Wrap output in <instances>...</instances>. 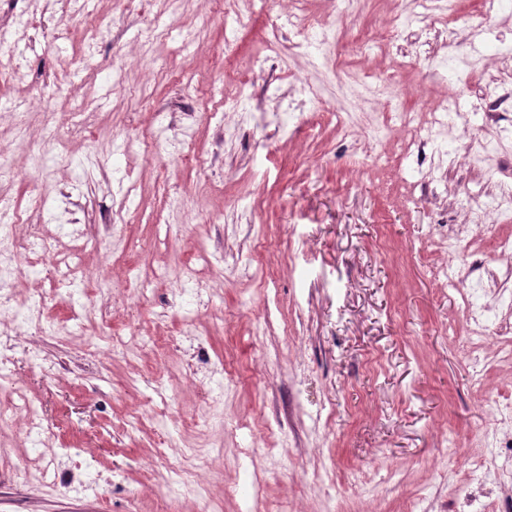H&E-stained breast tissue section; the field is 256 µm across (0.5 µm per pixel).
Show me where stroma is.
I'll list each match as a JSON object with an SVG mask.
<instances>
[{"label":"stroma","instance_id":"obj_1","mask_svg":"<svg viewBox=\"0 0 512 512\" xmlns=\"http://www.w3.org/2000/svg\"><path fill=\"white\" fill-rule=\"evenodd\" d=\"M506 4L491 22L505 55L462 82L443 61L449 40L476 50L477 0L430 27L413 0H85L68 41L53 0H0V15L32 19L17 47L27 74L0 85V196L27 218L18 236L59 251L69 240L31 198L47 187L84 205L80 320L46 268L17 288L42 296L39 325L0 314L13 380L43 412L38 435L0 417V512H202L173 481L195 452L219 512H458L472 496L497 512L512 499V479L474 466L495 405L512 403L499 280L512 257L494 248L512 219L477 233L471 214L512 178V140L476 111L480 82L512 72ZM298 9L312 21L301 35ZM408 19L393 47L374 43ZM90 23L104 38L87 59ZM55 79L60 91L33 98ZM303 84L320 106L300 127L288 109ZM441 99L461 105L453 138L419 155L401 124L376 137L383 113L424 124ZM182 113L199 116L191 150L206 167L177 153ZM48 114L73 132L36 170L18 131L42 135ZM475 137L492 145L478 163ZM449 237L468 255L454 292L435 276ZM187 266L208 276V303L182 291ZM470 298L487 316L476 345ZM67 320L71 335H52ZM258 445L271 456H248Z\"/></svg>","mask_w":512,"mask_h":512}]
</instances>
